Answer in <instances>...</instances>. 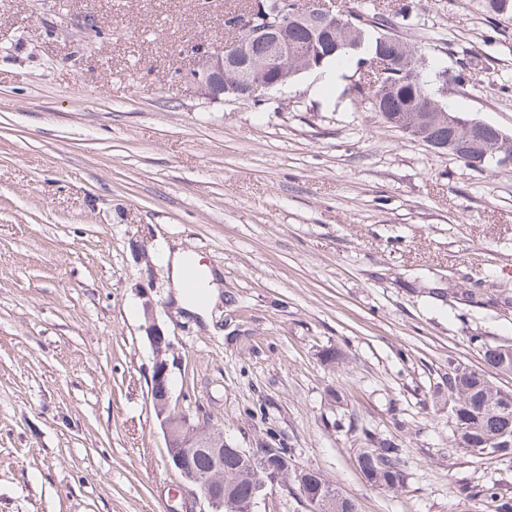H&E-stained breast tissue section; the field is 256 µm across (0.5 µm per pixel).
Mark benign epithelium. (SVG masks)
Instances as JSON below:
<instances>
[{
	"instance_id": "1",
	"label": "benign epithelium",
	"mask_w": 512,
	"mask_h": 512,
	"mask_svg": "<svg viewBox=\"0 0 512 512\" xmlns=\"http://www.w3.org/2000/svg\"><path fill=\"white\" fill-rule=\"evenodd\" d=\"M261 0L252 2L247 18L258 17L248 24L244 20L227 16L225 26L245 28L249 38L267 44V54L254 59L246 54V48H214L201 45L194 51L193 67L183 74V81L197 94L210 99L219 98L218 87L224 84V74L255 76L257 82L251 85L250 97L260 92L280 89L288 84V76L280 74L273 81L263 76L273 69L281 55L288 49V27L297 23L295 15L283 10L271 16L260 12ZM434 115L448 121L457 130L469 125V121L457 112H450L441 103H436ZM144 325L142 330L153 350L154 363L150 377V398L155 416L164 433L167 445V461L170 468L182 479V488L196 501L204 502L208 512H254L259 500L265 496L268 486L280 484L288 487L293 481L302 497L309 504L311 512H335L336 502L342 494L335 486L315 481L312 469L295 468L292 459L274 448H238L224 439V428L219 425H201L193 421L190 414H175L172 407L170 367L166 358L171 343L165 330L156 318V303L148 293L142 294ZM204 456L208 466L199 470L194 460ZM237 456L242 460V471L224 469V457ZM248 479L249 491L243 497L238 492L242 479Z\"/></svg>"
}]
</instances>
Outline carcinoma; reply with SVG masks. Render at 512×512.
Segmentation results:
<instances>
[{"label": "carcinoma", "mask_w": 512, "mask_h": 512, "mask_svg": "<svg viewBox=\"0 0 512 512\" xmlns=\"http://www.w3.org/2000/svg\"><path fill=\"white\" fill-rule=\"evenodd\" d=\"M483 11L494 17H512V0H476ZM305 18L294 24L289 32L288 55L280 66L290 74L301 73L300 58L309 53L314 68L321 69L337 61H356L361 66L365 61L382 65L383 79L379 83L355 84L354 95L369 104L370 111L377 112L394 128H407L417 118H426L427 137L435 143L448 141L451 132L448 126L433 117L436 97L425 81L412 79L410 66L428 64V59L418 52L400 35V31L416 25L415 6L411 3L396 10L381 7L379 0H355L353 6L336 12L355 14L361 20L359 43L355 47L343 44L339 24L313 9L308 0H303ZM461 140L471 151L459 156L465 164L483 169L477 162L476 153L483 150L500 149L505 141L499 139L498 128L480 121L461 130ZM477 344L484 368L473 369L460 364L448 363V400L453 423L454 445L471 449L472 442L485 439L491 442L488 453L498 457L512 458V446L502 448L494 444L500 435L512 434V409L505 412L497 409L502 401L512 403V391H501L492 385L489 370H498L501 348L511 347L510 342H490L482 336L470 337ZM365 438L371 448L358 458L359 469L367 480L377 486L394 489L404 484L407 471L402 448L391 440L379 439L370 433ZM482 499L496 505L495 512H512V499L504 498L498 484L490 482L478 490Z\"/></svg>", "instance_id": "carcinoma-1"}]
</instances>
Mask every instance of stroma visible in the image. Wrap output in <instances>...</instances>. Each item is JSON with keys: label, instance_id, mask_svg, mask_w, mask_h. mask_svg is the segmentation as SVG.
<instances>
[{"label": "stroma", "instance_id": "1", "mask_svg": "<svg viewBox=\"0 0 512 512\" xmlns=\"http://www.w3.org/2000/svg\"><path fill=\"white\" fill-rule=\"evenodd\" d=\"M237 3L0 0V512H203L174 498L146 291L174 405L234 445L290 449L356 512H489L474 490L512 497V459L454 447L434 390L481 367L472 336L512 342V166L392 128L350 66L201 98L179 72ZM418 13L433 71L470 67L439 100L512 135V24ZM174 243L220 274L209 318L172 304ZM368 431L402 448L403 487L361 474Z\"/></svg>", "mask_w": 512, "mask_h": 512}]
</instances>
